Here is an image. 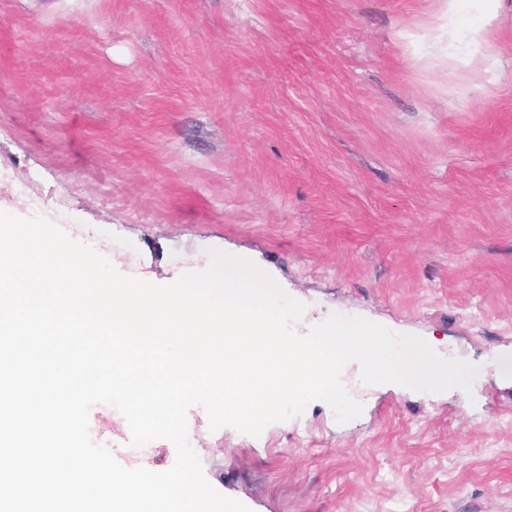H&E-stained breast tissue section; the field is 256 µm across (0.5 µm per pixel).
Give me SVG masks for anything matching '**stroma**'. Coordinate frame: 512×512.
<instances>
[{"label": "stroma", "mask_w": 512, "mask_h": 512, "mask_svg": "<svg viewBox=\"0 0 512 512\" xmlns=\"http://www.w3.org/2000/svg\"><path fill=\"white\" fill-rule=\"evenodd\" d=\"M458 63L433 0H0V165L118 272L248 254L305 311L422 337L471 392L344 381L253 438L186 412L250 512H512V0Z\"/></svg>", "instance_id": "obj_1"}]
</instances>
